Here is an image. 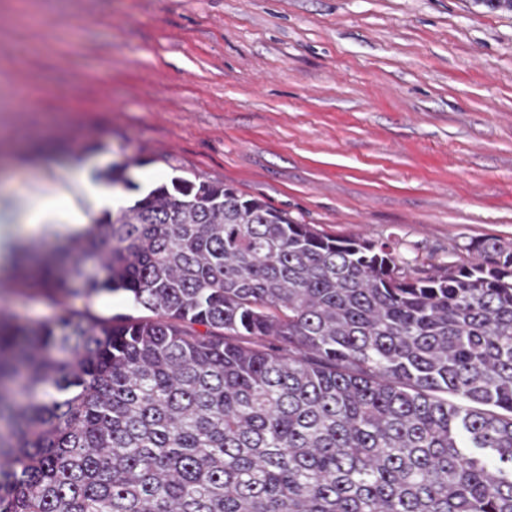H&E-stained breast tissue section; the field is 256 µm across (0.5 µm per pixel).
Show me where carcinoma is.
Wrapping results in <instances>:
<instances>
[{
	"label": "carcinoma",
	"instance_id": "cac0c4a2",
	"mask_svg": "<svg viewBox=\"0 0 512 512\" xmlns=\"http://www.w3.org/2000/svg\"><path fill=\"white\" fill-rule=\"evenodd\" d=\"M465 250L182 176L15 248L29 288L150 315H0V512H512V243Z\"/></svg>",
	"mask_w": 512,
	"mask_h": 512
}]
</instances>
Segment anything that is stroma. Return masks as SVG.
Listing matches in <instances>:
<instances>
[{"label":"stroma","instance_id":"obj_1","mask_svg":"<svg viewBox=\"0 0 512 512\" xmlns=\"http://www.w3.org/2000/svg\"><path fill=\"white\" fill-rule=\"evenodd\" d=\"M224 182L406 261L512 242V10L487 0H0V182ZM136 315L122 294L0 311Z\"/></svg>","mask_w":512,"mask_h":512}]
</instances>
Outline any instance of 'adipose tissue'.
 Returning <instances> with one entry per match:
<instances>
[{
    "label": "adipose tissue",
    "mask_w": 512,
    "mask_h": 512,
    "mask_svg": "<svg viewBox=\"0 0 512 512\" xmlns=\"http://www.w3.org/2000/svg\"><path fill=\"white\" fill-rule=\"evenodd\" d=\"M114 203L112 190L89 185L77 173L69 175L62 187L35 183L22 197L19 211L0 210V255L11 254L15 231L52 238L60 231L83 229L88 208Z\"/></svg>",
    "instance_id": "1"
}]
</instances>
